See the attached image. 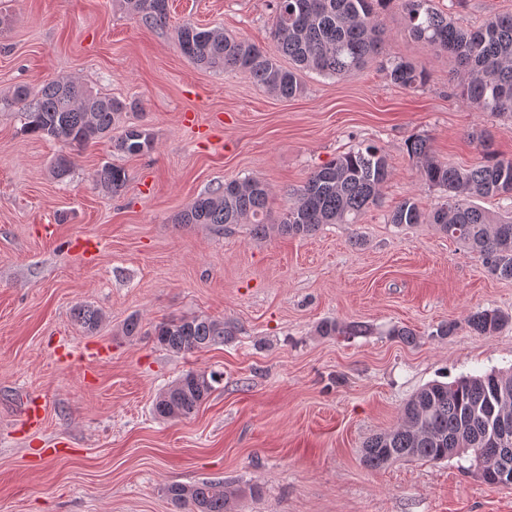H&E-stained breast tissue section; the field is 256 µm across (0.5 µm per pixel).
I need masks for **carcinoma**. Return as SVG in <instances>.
I'll return each mask as SVG.
<instances>
[{"label":"carcinoma","mask_w":512,"mask_h":512,"mask_svg":"<svg viewBox=\"0 0 512 512\" xmlns=\"http://www.w3.org/2000/svg\"><path fill=\"white\" fill-rule=\"evenodd\" d=\"M122 7L144 26L166 24L169 0H120ZM387 0H273L271 33L276 53L224 33L185 22L176 30V44L193 64L240 72L281 98L302 91V74L347 76L361 70L382 52L385 31L378 10ZM409 35L434 52L444 53L456 66L459 97L479 112L512 120V12L498 13L476 29L465 30L448 20L436 0H401ZM288 59L284 66L280 58ZM387 79L404 89L427 83L425 73L412 62L392 59L383 68ZM22 107L23 131L83 148L111 137L112 127L132 108L70 79L44 84L32 95L24 86L14 91ZM152 131L127 125L112 141L114 151L138 155L154 147ZM488 161L470 168L448 165L433 155L428 140L414 137L407 151L416 159L421 181L444 192V201L425 212L413 197L390 212L391 224H434L446 235L467 245L494 275L512 279V212L493 215L471 203L477 197L512 195V159H500L484 145ZM68 154L56 156L52 173L69 174ZM390 170L386 156L374 145H359L310 174L288 200L279 220L270 217L271 191L257 177L233 179L199 195L177 218L179 224H207L223 228L248 223L254 234L306 237L325 224H356L361 215L378 204L380 189ZM94 179L117 193L125 186V169L105 164ZM75 320L92 334L103 321L94 307L75 310ZM509 316L496 309L473 314L468 325L492 336L508 323ZM361 324L341 326L324 320L316 328L321 336L360 335ZM236 328L228 322L201 316H182L155 326L156 341L177 354H193L232 341ZM215 375L189 371L163 390L154 402V413L167 420L188 418L214 390ZM507 424L505 447L512 448V371L461 377L452 384L433 382L419 389L405 403L402 422L394 430L372 437L364 446L363 463L381 468L400 460L439 462L487 444L488 431ZM483 480L498 485L512 480V453L488 467L473 458ZM246 494L258 496L261 488L229 489L220 481L171 484L166 495L187 512H233V500Z\"/></svg>","instance_id":"cac0c4a2"}]
</instances>
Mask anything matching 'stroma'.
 Returning <instances> with one entry per match:
<instances>
[{"label": "stroma", "instance_id": "stroma-1", "mask_svg": "<svg viewBox=\"0 0 512 512\" xmlns=\"http://www.w3.org/2000/svg\"><path fill=\"white\" fill-rule=\"evenodd\" d=\"M271 5L170 0L166 25L148 28L119 0H0V512H177L169 485L217 479L261 487L235 512H512V485L486 484L459 458L362 462L365 442L393 429L424 385L512 370V322L492 336L467 324L484 309L512 315V280L435 225L388 221L404 198L428 212L442 201L408 140L427 138L440 161L469 167L485 160L483 137L512 158V120L460 100L453 61L409 37L397 0L379 16L377 61L344 77L304 74L289 99L196 66L174 40L190 21L273 50ZM439 7L474 28L512 0ZM394 56L423 68L426 86L391 84L382 65ZM61 77L137 100L123 122L152 129L153 150L120 154L104 139L57 179L66 145L24 132L11 97ZM368 143L391 175L359 223L258 238L248 224L176 221L200 194L251 176L269 185L279 216L286 189ZM107 163L128 174L119 193L93 179ZM85 237L99 243L94 256L73 248ZM81 305L103 312L95 333L74 320ZM133 315L140 333L128 337ZM181 316L233 323L237 335L171 352L153 331ZM325 319L370 332L318 335ZM400 326L414 343L393 335ZM190 370L222 379L189 418L155 416L158 393ZM32 400L42 418L31 427Z\"/></svg>", "mask_w": 512, "mask_h": 512}]
</instances>
